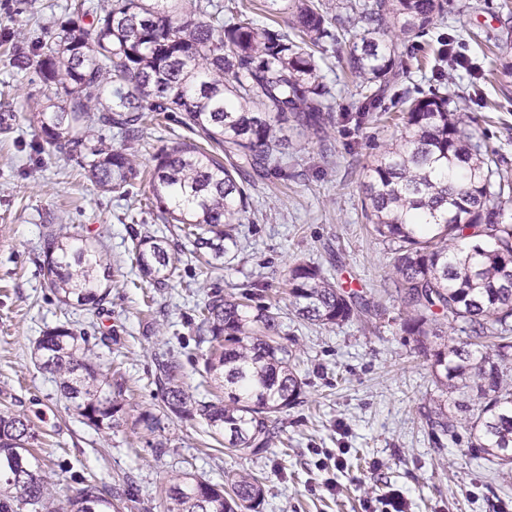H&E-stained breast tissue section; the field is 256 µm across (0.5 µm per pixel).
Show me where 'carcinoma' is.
<instances>
[{"instance_id": "obj_1", "label": "carcinoma", "mask_w": 512, "mask_h": 512, "mask_svg": "<svg viewBox=\"0 0 512 512\" xmlns=\"http://www.w3.org/2000/svg\"><path fill=\"white\" fill-rule=\"evenodd\" d=\"M448 0H351L347 9L362 31L349 44V70L362 103L360 117L377 108L379 92L408 77L400 46L444 18ZM264 21L245 11L224 21L213 0H112L98 11L76 0L47 36L10 54L21 68L60 86L66 105L39 112L47 143L79 154L104 191L121 196L137 178L129 147L140 144L149 115L184 113L203 139L162 147L149 180L156 208L184 238L209 277L200 250L220 254L236 245V225L249 194L235 173L257 176L281 167L283 125L320 134L330 95L315 48L329 30L323 0H263ZM287 15L281 22L277 17ZM436 81L454 66L449 42L437 49ZM399 140L376 154L367 169L366 218L391 246L394 285L407 309L404 330L431 358L435 386L427 425L446 435L463 424L471 452L512 464V180L494 150L482 143L475 119L448 92L408 98ZM115 129L117 148L99 135ZM168 243L147 230L132 235L131 263L158 286L176 270ZM110 259L95 246L51 238L43 275L59 300L102 308ZM288 297L298 316L338 324L355 314L353 297L316 266L288 271ZM252 295L208 296L197 306L206 377L224 395L197 398L183 387L174 356L158 363L164 409L200 419L232 453L259 456L274 443L272 417L301 395L294 357L281 337L280 313L252 305ZM465 337H445L441 326ZM51 373L79 414L96 429H111L125 414V380L107 374L86 333L65 324L37 341ZM37 435L10 408L0 409V512H117L120 496L93 476L72 494L52 487L37 455ZM264 485L235 472L224 485L184 470L170 479L164 512H258Z\"/></svg>"}]
</instances>
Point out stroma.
I'll return each instance as SVG.
<instances>
[{
	"instance_id": "1",
	"label": "stroma",
	"mask_w": 512,
	"mask_h": 512,
	"mask_svg": "<svg viewBox=\"0 0 512 512\" xmlns=\"http://www.w3.org/2000/svg\"><path fill=\"white\" fill-rule=\"evenodd\" d=\"M70 0H0V40L45 35ZM323 40L320 75L331 95L332 121L323 138L288 132V172L252 184L250 209L237 244L216 260L210 279L198 275L190 245L175 224L148 204L143 171L154 154L190 138L180 113L153 121L135 155L141 173L127 196L103 191L78 156L57 151L39 130L35 112L61 103L56 85L0 54V405L20 414L38 436L49 475L59 488L75 475H95L116 490L134 485L128 512H162L168 479L188 469L213 483L234 471L264 477L260 512H377L392 490L406 512H512V470L474 455L465 427L432 433L424 406L435 391L431 362L404 330L407 312L395 291L387 243L364 214L363 184L380 145L399 137L393 122L406 95L436 88L440 38L451 35L467 60L448 73V91L461 95L480 140L512 176V77L489 52L486 35L512 33V0H450L441 23L406 50L415 65L391 87L380 108L356 117L357 89L346 78L349 34L333 24ZM74 243L93 241L112 261L102 310L62 304L43 277L48 225ZM149 229L179 247L177 273L159 288L127 260L133 230ZM318 266L357 292L367 313L336 325L299 318L288 300V270ZM249 293L257 305L279 303L281 331L303 381L298 404L275 422L277 438L260 456L231 455L216 446L205 423L164 414L157 358L183 365L185 389L208 393L201 376L196 305L207 293ZM67 324L99 339L104 362L126 378L129 405L117 427H90L34 357L43 331ZM158 415L154 426L141 412ZM167 447L157 455V443Z\"/></svg>"
}]
</instances>
